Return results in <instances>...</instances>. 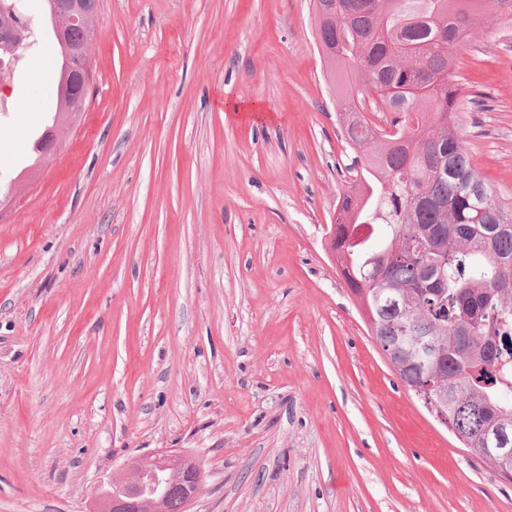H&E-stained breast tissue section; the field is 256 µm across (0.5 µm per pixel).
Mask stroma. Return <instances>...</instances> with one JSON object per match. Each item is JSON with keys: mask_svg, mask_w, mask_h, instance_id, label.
Masks as SVG:
<instances>
[{"mask_svg": "<svg viewBox=\"0 0 512 512\" xmlns=\"http://www.w3.org/2000/svg\"><path fill=\"white\" fill-rule=\"evenodd\" d=\"M91 60L41 163L52 42L0 88V512H93L113 469L166 450L202 470L191 512H512L331 256L353 154L312 0H100ZM456 80L510 201L512 23L487 15Z\"/></svg>", "mask_w": 512, "mask_h": 512, "instance_id": "1", "label": "stroma"}]
</instances>
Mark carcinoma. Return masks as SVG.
Wrapping results in <instances>:
<instances>
[{
    "mask_svg": "<svg viewBox=\"0 0 512 512\" xmlns=\"http://www.w3.org/2000/svg\"><path fill=\"white\" fill-rule=\"evenodd\" d=\"M316 38L357 153L336 205L331 250L371 335L414 396L445 415L474 455L512 448V203L480 172L461 132L453 49L485 15L512 21V0H313ZM98 5L67 27L60 56L90 41ZM32 40L38 20L14 18ZM80 79L59 73L55 126L83 112ZM368 112H391L380 126ZM160 512H184L176 480Z\"/></svg>",
    "mask_w": 512,
    "mask_h": 512,
    "instance_id": "cac0c4a2",
    "label": "carcinoma"
}]
</instances>
